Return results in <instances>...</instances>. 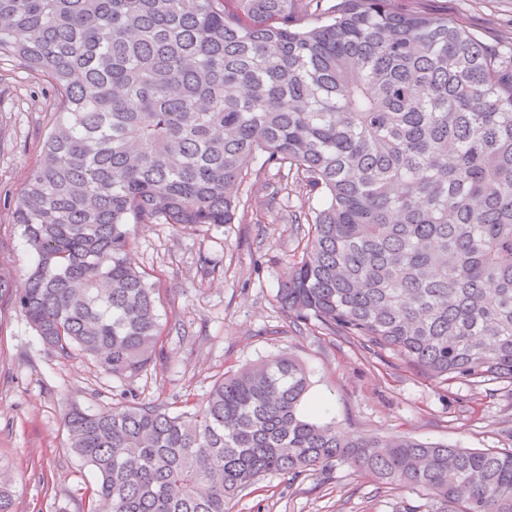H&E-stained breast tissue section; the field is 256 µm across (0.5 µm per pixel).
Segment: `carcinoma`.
I'll use <instances>...</instances> for the list:
<instances>
[{"label": "carcinoma", "instance_id": "1", "mask_svg": "<svg viewBox=\"0 0 512 512\" xmlns=\"http://www.w3.org/2000/svg\"><path fill=\"white\" fill-rule=\"evenodd\" d=\"M0 0V65L58 98L15 207L34 262L14 303L39 341L134 379L162 325L133 224H233L252 165L318 198L278 300L431 378L512 384V41L389 0ZM288 353L189 409L64 414L87 512H228L268 474L347 465L454 512H512V449L346 437ZM16 486L0 482V512Z\"/></svg>", "mask_w": 512, "mask_h": 512}]
</instances>
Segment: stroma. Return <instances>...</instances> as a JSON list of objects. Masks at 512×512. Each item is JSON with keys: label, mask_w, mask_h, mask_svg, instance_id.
Here are the masks:
<instances>
[{"label": "stroma", "mask_w": 512, "mask_h": 512, "mask_svg": "<svg viewBox=\"0 0 512 512\" xmlns=\"http://www.w3.org/2000/svg\"><path fill=\"white\" fill-rule=\"evenodd\" d=\"M399 12L445 16L485 43L512 39V0H391ZM57 98L24 70L0 80V466L17 481L14 512H86L92 473L69 449L68 404L97 408L133 396L172 411L201 400L224 372L281 352L310 371L309 402L346 434L406 435L461 448L512 447V385L423 376L387 350L366 351L314 326L296 327L277 300L298 253L305 193H283L276 169L255 168L235 223L220 228L141 224L133 254L151 275L165 343L136 379L101 372L38 340L14 304L33 264L14 206L40 157ZM231 512H437L418 489L394 488L339 465L290 478L270 474Z\"/></svg>", "instance_id": "35a3bbf8"}]
</instances>
